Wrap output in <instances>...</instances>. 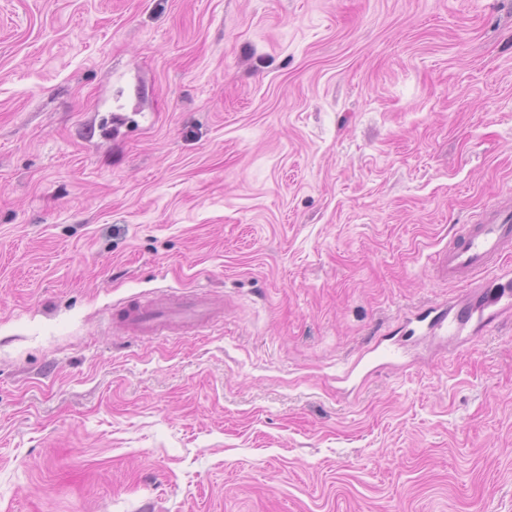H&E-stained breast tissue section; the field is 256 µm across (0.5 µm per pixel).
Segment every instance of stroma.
Listing matches in <instances>:
<instances>
[{
	"instance_id": "obj_1",
	"label": "stroma",
	"mask_w": 512,
	"mask_h": 512,
	"mask_svg": "<svg viewBox=\"0 0 512 512\" xmlns=\"http://www.w3.org/2000/svg\"><path fill=\"white\" fill-rule=\"evenodd\" d=\"M511 193L512 0H0V512H512V313L406 325ZM216 315L204 294L176 295L162 290L153 297L127 301L115 325L128 336L145 339L176 329L206 326Z\"/></svg>"
}]
</instances>
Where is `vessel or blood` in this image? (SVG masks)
I'll list each match as a JSON object with an SVG mask.
<instances>
[{"label": "vessel or blood", "mask_w": 512, "mask_h": 512, "mask_svg": "<svg viewBox=\"0 0 512 512\" xmlns=\"http://www.w3.org/2000/svg\"><path fill=\"white\" fill-rule=\"evenodd\" d=\"M510 245L512 198L486 205L436 254L438 271L450 282L473 287L474 302L427 308L414 315V323L456 336L468 324L481 330L512 312V267L501 262L505 247ZM216 315L206 295H176L162 290L146 299L127 301L116 325L126 335L145 339L208 325Z\"/></svg>", "instance_id": "vessel-or-blood-1"}]
</instances>
